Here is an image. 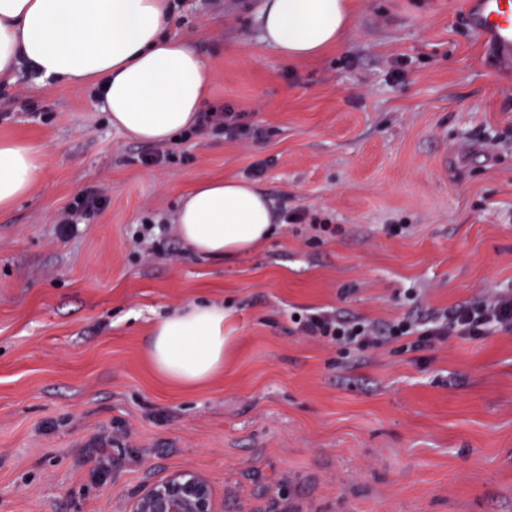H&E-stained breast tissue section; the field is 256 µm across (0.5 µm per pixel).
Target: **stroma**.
Listing matches in <instances>:
<instances>
[{
	"mask_svg": "<svg viewBox=\"0 0 512 512\" xmlns=\"http://www.w3.org/2000/svg\"><path fill=\"white\" fill-rule=\"evenodd\" d=\"M465 2L359 0L339 47L287 63L259 39L258 0H175L169 34L193 38L211 108L252 132L175 137L169 164H144L153 144L91 89L0 82V139L44 162L0 212V512H125L186 467L217 512H512V331L346 353L297 323L420 320L512 289V56ZM223 177L275 220L219 260L172 223L196 181ZM90 186L107 207L61 234ZM196 303L224 307V368L184 387L147 348Z\"/></svg>",
	"mask_w": 512,
	"mask_h": 512,
	"instance_id": "35a3bbf8",
	"label": "stroma"
}]
</instances>
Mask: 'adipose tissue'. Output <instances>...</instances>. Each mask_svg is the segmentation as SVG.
Segmentation results:
<instances>
[{
    "instance_id": "obj_1",
    "label": "adipose tissue",
    "mask_w": 512,
    "mask_h": 512,
    "mask_svg": "<svg viewBox=\"0 0 512 512\" xmlns=\"http://www.w3.org/2000/svg\"><path fill=\"white\" fill-rule=\"evenodd\" d=\"M355 10V0H259V38L283 61L314 59L339 44ZM172 20L168 0H0V79L25 67L91 87L128 139L167 143L198 122L210 92L192 39L169 36ZM41 173L32 146L0 140V210ZM273 221L254 184L216 178L183 197L174 230L193 252L222 258L268 238ZM150 336L153 366L174 384H202L224 367L223 306L190 305L155 322Z\"/></svg>"
}]
</instances>
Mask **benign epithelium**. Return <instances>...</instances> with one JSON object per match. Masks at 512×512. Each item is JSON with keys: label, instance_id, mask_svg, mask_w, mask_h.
I'll return each mask as SVG.
<instances>
[{"label": "benign epithelium", "instance_id": "benign-epithelium-1", "mask_svg": "<svg viewBox=\"0 0 512 512\" xmlns=\"http://www.w3.org/2000/svg\"><path fill=\"white\" fill-rule=\"evenodd\" d=\"M129 512H215L209 480L193 469H179L145 484Z\"/></svg>", "mask_w": 512, "mask_h": 512}]
</instances>
